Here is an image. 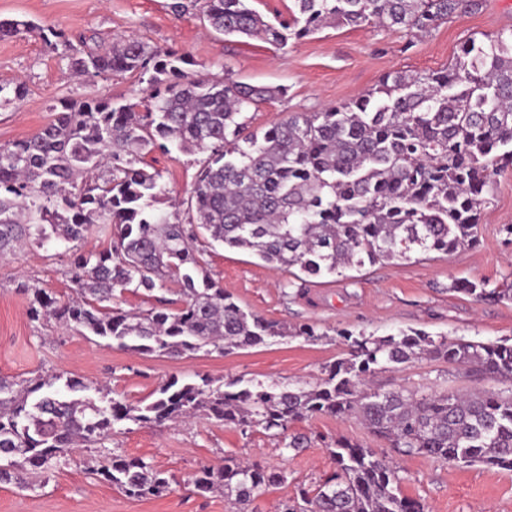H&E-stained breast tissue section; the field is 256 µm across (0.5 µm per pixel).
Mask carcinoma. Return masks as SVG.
<instances>
[{
    "mask_svg": "<svg viewBox=\"0 0 512 512\" xmlns=\"http://www.w3.org/2000/svg\"><path fill=\"white\" fill-rule=\"evenodd\" d=\"M275 23L249 0H181L211 31L260 36L278 49L329 25H378L426 34L483 0H294ZM36 29L1 20L0 36ZM70 67L93 79L112 72L149 75L146 95L114 104L90 98L64 103L31 136L0 146V259L53 241L71 256L75 295L31 292L34 321L53 320L142 354L183 359L200 351L231 353L287 336L318 337L314 327L287 325L245 312L210 276L204 256L214 244L248 250L307 276L341 274L367 264L407 260L417 252L450 254L476 242L481 210L496 172L512 167V29L466 40L450 67L385 74L358 97L304 112L261 133L242 113L282 97L285 89L229 78L195 80L185 59L123 39L109 51H81L50 31ZM159 148L201 155L187 197L189 215L155 204L170 190L159 170L140 166ZM108 239L101 250L86 244ZM178 299L139 313L116 307L127 291H169ZM451 290L479 300H512V283L487 289L456 281ZM352 357L327 368L320 383L292 389L240 380L214 385L199 377L163 380L148 404H132L76 376L40 375L17 384L0 377V482L11 469L49 473L74 449L102 445L120 426L162 425L204 414L242 430L288 425L315 415L358 417L400 455L423 454L472 466L512 468V395L495 392H379L367 379L378 368L414 358L442 360L512 380V343L433 337L421 330L357 339ZM336 469L315 489L300 487L301 512H425L401 494L393 459L348 440L328 449ZM129 497L157 496L169 480L143 459L114 455L100 471ZM286 481L281 472L232 457L192 478L200 494L224 492L240 505Z\"/></svg>",
    "mask_w": 512,
    "mask_h": 512,
    "instance_id": "cac0c4a2",
    "label": "carcinoma"
}]
</instances>
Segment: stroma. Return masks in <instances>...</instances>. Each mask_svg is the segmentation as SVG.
<instances>
[{"instance_id": "stroma-1", "label": "stroma", "mask_w": 512, "mask_h": 512, "mask_svg": "<svg viewBox=\"0 0 512 512\" xmlns=\"http://www.w3.org/2000/svg\"><path fill=\"white\" fill-rule=\"evenodd\" d=\"M172 0H0V20H28L36 31L0 37V84L22 85L23 99L0 103V146L37 132L49 123L53 106L100 97L121 104L142 98L146 80L137 73L86 79L73 72L61 51L41 32L64 31L72 43L91 38L110 48L135 39L150 48L185 57V72L229 77L254 85L285 88V96L247 114L260 131L297 112H318L374 88L390 71L429 72L448 67L461 42L512 29V0H484L481 11L456 16L429 34L378 27H328L277 49L254 37L230 42L207 31L197 11L177 16ZM143 165L162 171L174 196L186 197L198 171L197 157L154 150ZM494 196L481 213L475 245L452 254L413 255L395 264L365 265L340 275L299 280L268 266L256 255L221 245L207 260L213 276L245 311L288 325H313L321 337H286L238 350L198 353L179 360L107 346L104 340L64 330L27 315L28 294L20 284L65 298L73 293L69 263L54 244L28 248L0 259V377L23 380L35 374H70L90 387L111 389L133 404L148 403L159 383L175 375H206L222 383L264 381L292 387L319 383L325 368L350 356L343 332L377 337L417 329L471 341L512 340V300H476L450 291L459 280H483L489 287L512 282V168L494 177ZM370 386L380 391L407 387L421 391L512 393V382L475 375L443 361L414 359L376 370ZM306 435L308 448H286L277 430H240L198 415L161 427L132 426L101 448H81L41 485L0 483V512H234L221 493L199 495L188 481L204 466H220L226 456L258 462L284 473L285 484L255 495L249 512H280L296 486L315 487L333 471L328 454L346 439L388 452L358 419L317 415L290 424ZM139 457L170 480L162 495L126 496L103 481L100 469L112 455ZM400 490L422 502L427 512H512V470L462 466L425 455L398 459Z\"/></svg>"}]
</instances>
